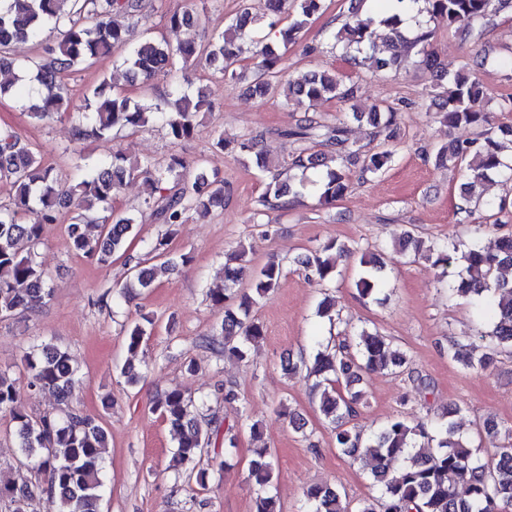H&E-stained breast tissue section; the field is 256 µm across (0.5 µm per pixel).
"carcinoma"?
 I'll return each mask as SVG.
<instances>
[{
  "mask_svg": "<svg viewBox=\"0 0 512 512\" xmlns=\"http://www.w3.org/2000/svg\"><path fill=\"white\" fill-rule=\"evenodd\" d=\"M425 3V11L443 18L448 29L465 40L478 41L481 32L474 23L495 14L512 0H373L382 4L386 13L372 14L363 10L364 0H351L348 21L337 35L342 55L356 67L368 66L385 74L399 65L396 57L381 54L376 43L379 27L393 32L408 22L419 33L411 42L417 49L421 69L435 74L440 91L432 106L450 128L471 127L476 137L450 140L435 152V161L464 169L475 182L503 177L512 180V160L503 155L500 137L512 138V126L494 125L491 113L485 111L486 95L479 79L468 72L445 74L439 71L437 57L431 49L433 31L424 26L419 16H408V8ZM324 0H269V30L278 33L276 40H255L245 29L255 22L247 4L224 30V35L203 44L173 42L181 28L198 19L189 9L170 12V36L148 37L129 46V26L123 19L139 15L145 0H0V71L12 73V79L0 82V94L12 93L27 116L36 121L65 115L74 122V140L103 139L113 130H135L154 119L162 120L175 140L187 139L197 130L199 112L209 106L208 94L202 87L193 91L177 80L178 73L197 62L237 79L229 65L250 50L256 63L252 91L265 97L280 94L285 101L324 97L348 102L355 98L354 81L328 71H312L298 80L283 79L282 61L288 45L308 19L319 13ZM55 34L53 44L46 47L47 58L41 64L11 56V46L19 41H39L45 30ZM126 50L122 63L133 80L163 75L172 80L167 94L158 101H134L107 79L73 105L64 79L78 68L91 66L98 57L114 50ZM351 117L366 121L388 142L394 137L397 112L374 108L368 112L352 109ZM281 136L297 145L291 155V168L302 171L325 169L320 200L331 204L343 197L350 187L345 162L355 155L346 137L344 123L328 124L321 114L304 111L293 127ZM260 135L247 134L231 144L219 135L213 139L216 151L232 148L247 157L263 172L269 169L267 157L257 150ZM319 140L326 147L312 152L309 140ZM394 152L382 149L363 155L361 173L379 176L391 165ZM191 163L173 156L165 164L150 159L132 161L116 151L107 159L82 165L83 174L74 182L61 184L54 167L43 162L40 152L24 142L10 127L0 128V183L10 188L9 201L0 203V318L8 319L25 312L33 300H49L54 289L42 264L36 260L34 247L41 236L42 225L57 221L58 206L66 200L81 211L77 221L68 225V248L71 252L106 265L113 258H125L130 264V278L124 295L135 297L137 288L152 287L160 272L171 270L175 263L165 257V239L150 243L144 255L128 254L129 244L139 233L138 225L148 218L160 224L176 226L187 214L209 213L224 198V181L217 177L189 175ZM144 177L147 196L134 213L113 206L120 187L128 180ZM297 196L289 181L268 186L262 205L286 208ZM106 213L101 223L89 214ZM38 217L26 220L32 212ZM499 247L486 250L477 242L468 245L443 241L424 250L421 242L406 235L400 243L402 252H414L447 273L449 267H462L458 279L448 282V291L458 296L479 300L492 307L493 328L487 334L491 348L512 347V278L501 275L512 269V234L499 238ZM351 258L354 252L344 245L328 241L313 253L296 260L300 270L322 282L336 278V257ZM361 273L356 281L360 294L369 297L381 291L378 276L383 261L375 254H360ZM246 274V266L224 268L225 288L210 294L216 305L224 306V321L217 335L220 342L206 338L204 343L239 360L248 357L251 347L264 336L261 323L252 315V299L244 295L232 298L233 286ZM283 266L268 260L256 273L255 292L264 296L279 284ZM156 319L143 313L127 330V347L138 352L151 335ZM453 357L472 369L488 359L484 353L474 359L463 345L451 342ZM405 355L390 347L383 336L361 330L353 341H342L322 348L314 356L310 373L319 377L315 388L321 390L320 411L336 424V447L353 461L362 460L371 467L372 483L380 496L360 504L357 512H512V448L495 449L490 459H482L467 445L452 417L460 408L450 407L432 418L409 424L395 419L377 432L362 434L347 428L358 413L363 393L354 389L365 370L400 368ZM27 373V388L34 393L50 392L60 405V413L31 416L18 408L20 391L16 379L0 369V416L14 423L18 450L22 457L35 462L37 481H0V498L15 505L14 512H28L32 502L45 496L58 504L57 512H101L104 450L107 432L102 423L72 403L79 383L78 370L70 353L53 343L33 348L22 360ZM153 411L169 424L177 436V456L196 472V481L204 484L206 470L199 468L202 455L214 439L224 434V447H236L234 427H223L214 414H206L194 398L180 388H173L154 401ZM273 463L267 448L253 450L250 461V489L256 495V512H279L272 493ZM306 497L313 512H347L336 489L315 485Z\"/></svg>",
  "mask_w": 512,
  "mask_h": 512,
  "instance_id": "obj_1",
  "label": "carcinoma"
}]
</instances>
